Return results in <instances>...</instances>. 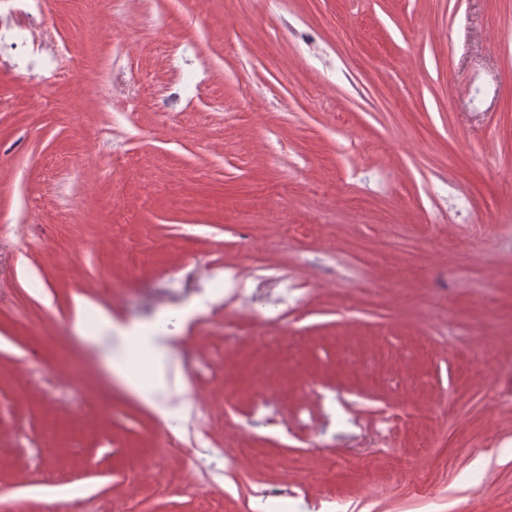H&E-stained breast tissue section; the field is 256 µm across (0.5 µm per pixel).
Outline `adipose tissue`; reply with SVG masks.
<instances>
[{
    "label": "adipose tissue",
    "instance_id": "1",
    "mask_svg": "<svg viewBox=\"0 0 512 512\" xmlns=\"http://www.w3.org/2000/svg\"><path fill=\"white\" fill-rule=\"evenodd\" d=\"M75 328L85 340L92 343L104 342L107 335H115L117 343L109 352L112 375L133 395L150 405L161 416L172 413L173 403L188 405V390L185 385L171 382L168 373L172 367L171 346L164 321H157L151 336H144L143 328L132 325L119 330L113 329L111 320L103 314L78 312ZM146 337V350L153 362L154 373L151 382L131 370L128 364L130 345L139 337Z\"/></svg>",
    "mask_w": 512,
    "mask_h": 512
}]
</instances>
